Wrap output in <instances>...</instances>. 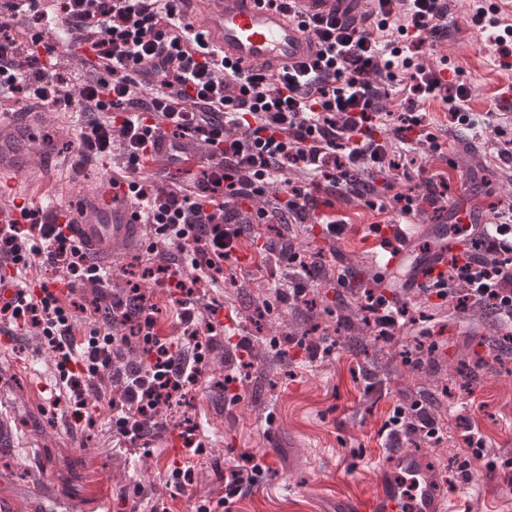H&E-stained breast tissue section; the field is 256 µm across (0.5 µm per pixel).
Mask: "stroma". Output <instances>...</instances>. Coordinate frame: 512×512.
<instances>
[{"label":"stroma","instance_id":"1","mask_svg":"<svg viewBox=\"0 0 512 512\" xmlns=\"http://www.w3.org/2000/svg\"><path fill=\"white\" fill-rule=\"evenodd\" d=\"M447 22V36L423 63L469 87L467 108L475 124L451 123L442 100L418 101L427 130L441 148L418 142L406 164L407 177L396 180L394 189L424 194L423 174H436L447 183L449 204L471 191L493 213L512 204V166L498 157L501 144L512 140V69L500 67L489 41L473 29L469 0H449ZM53 64L73 91L100 75L77 49L56 50ZM78 138L73 108L50 109L36 133L35 151L53 162L42 180L29 187L33 207L67 203L74 182L90 188L100 175L120 176L123 158L117 148L104 170L71 175L65 163L76 154ZM184 144L194 163L172 169L153 160L144 176L167 189L193 187L209 162L199 139ZM334 205L348 218L339 240L325 238L317 225L296 228L293 243L300 251L335 252L326 265L344 266L347 287L317 282L307 292L315 307H277L256 319L252 295L257 284L273 295L284 272L278 256L266 250L276 231L265 228L259 236L240 240L224 264L222 288L208 294L223 306L218 319L233 315L239 335L250 337L253 347L276 353V341L315 322L319 335L328 339L330 355L312 363L305 350L287 346L282 362L252 363L231 397L222 380L238 358L236 341L219 339L185 406L169 415L149 447L117 435L108 408L75 420L70 392L55 383L53 353L35 338L0 334V504L25 501L30 512H96L101 503L108 512H129L134 505L140 512H196L203 504L211 512H344L374 486L375 468L386 454L381 429L394 408L430 401L447 440L435 445L408 439L405 448L430 453L443 493L454 499L458 512H512V490L504 483L506 463L512 460V345L505 343L492 313L470 309L453 314L437 299L406 288L404 267L393 271L384 287L431 329L435 350L421 353L422 367L413 370L402 360L415 344L412 331L388 340L352 341L343 320L359 314L362 291L373 287L378 276L369 242L378 226L399 223L401 216L391 208L372 210L351 195L337 196ZM465 384L472 390L470 414L486 440L487 456L480 460L468 459L455 420ZM186 419L197 426L202 455L181 448L176 425ZM251 457L262 463V473L241 494L226 498L225 474L246 467ZM465 460L470 482L450 484ZM178 469L188 476L182 492L171 484ZM135 487L140 490L136 500L123 498V490Z\"/></svg>","mask_w":512,"mask_h":512}]
</instances>
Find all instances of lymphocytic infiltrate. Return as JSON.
<instances>
[{
	"instance_id": "f902f5d3",
	"label": "lymphocytic infiltrate",
	"mask_w": 512,
	"mask_h": 512,
	"mask_svg": "<svg viewBox=\"0 0 512 512\" xmlns=\"http://www.w3.org/2000/svg\"><path fill=\"white\" fill-rule=\"evenodd\" d=\"M183 0H10L14 18L59 23L66 46H85L102 68L96 82L72 101L67 80L56 73L54 46H34L26 66L16 64L11 27L0 24V94L41 99L47 106L75 102L87 120L80 126L81 154L106 156L123 148L128 185L155 242L145 262L178 307L182 334L160 335L155 308L138 288L113 298L88 334L74 333V300L87 286L103 289L111 269L91 263L58 224L0 227V264L22 270L38 258L39 290L22 291L14 306L0 307V322L20 336L40 337L54 354L58 384L76 396L75 418L101 406L130 442L148 444L162 410L184 406L197 384L210 341L197 327L204 286L224 279V262L256 224L279 214L317 213L327 236L345 229L325 212L309 189L291 185L298 169L344 186H361L364 197L391 190L395 152L409 154L411 134L424 127L418 100L448 104L451 122L466 124L469 88L421 63L440 38L448 0H378L365 29L317 18L303 25L316 51L279 75L216 65L185 17ZM407 80L409 109L387 112L388 84ZM171 132L173 140L200 136L213 164L192 194L154 192L142 174L149 146ZM275 210L260 207L269 193ZM473 252L449 262L448 271L425 287L450 309H492L512 326V224L491 219L476 231ZM289 285L285 301L302 302L323 265L321 253L301 255L281 243ZM364 311L375 336L389 338L406 327L408 311L379 289L365 292ZM386 445L398 447L403 430L439 444L442 427L415 403L396 407L385 424Z\"/></svg>"
}]
</instances>
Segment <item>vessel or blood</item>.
I'll use <instances>...</instances> for the list:
<instances>
[{
  "mask_svg": "<svg viewBox=\"0 0 512 512\" xmlns=\"http://www.w3.org/2000/svg\"><path fill=\"white\" fill-rule=\"evenodd\" d=\"M192 5V24L204 35L217 58L242 70H259L269 75L282 68L305 62L315 49L313 38L299 23L330 14L360 20L374 7L375 0H293L294 16L269 8L264 0H207ZM47 114L46 105L31 100L22 114H0V195L11 197V204L0 207V224L22 219L25 196L22 179L34 180L46 166L45 159L34 157L31 143ZM41 219L48 224L66 225L70 235L83 246L96 264H111L113 257L137 246L144 223L125 185L99 179L93 190L77 189L70 204L47 206ZM478 214L462 201L452 210L448 223L433 227L434 246L424 261L415 266L411 281L426 284L447 272L448 257L455 251L458 237L479 223ZM404 244L397 251L372 254L381 273L403 264L410 254L416 232L413 225H399ZM376 490L348 508L347 512H452L443 496L440 480L430 457L420 451L395 449L379 464Z\"/></svg>",
  "mask_w": 512,
  "mask_h": 512,
  "instance_id": "b4317fda",
  "label": "vessel or blood"
}]
</instances>
